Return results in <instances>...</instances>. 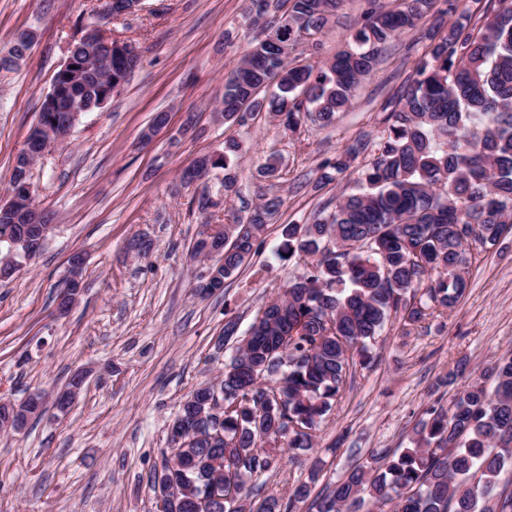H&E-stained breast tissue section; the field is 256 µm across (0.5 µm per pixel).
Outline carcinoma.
Returning <instances> with one entry per match:
<instances>
[{
	"label": "carcinoma",
	"mask_w": 512,
	"mask_h": 512,
	"mask_svg": "<svg viewBox=\"0 0 512 512\" xmlns=\"http://www.w3.org/2000/svg\"><path fill=\"white\" fill-rule=\"evenodd\" d=\"M273 1L285 19L276 41H254L224 82V120L244 126L261 111L294 131L309 119L322 127L351 106L352 93L377 65L381 45L414 29L435 0H402L369 8L351 35L353 48L317 65H293L290 51L317 35L339 0H251L257 24ZM475 32L472 14L448 0L445 34L399 95L384 107L385 127L359 192L336 200L310 224H286L284 249L305 259L304 273L256 314L247 334L224 325L235 352L224 365L220 430L186 436L163 452L153 484L169 497L165 512H246L249 482L281 469L286 448L310 451L352 367L375 361L373 347L391 318L415 325L452 309L468 286L469 246L484 250L512 231V0ZM101 73L83 71L72 93L98 102ZM203 155L186 182L224 169V198L237 193L230 157ZM280 200L267 199L244 220L212 236L224 239L211 282L221 290L257 253ZM0 210V236L33 233ZM205 385L180 404L194 411ZM413 447L393 457L371 455L314 502L315 512H512V492L499 476L512 469V356L489 363L445 407L433 403L413 429ZM299 484L288 500L267 496L257 512H294L309 497Z\"/></svg>",
	"instance_id": "cac0c4a2"
}]
</instances>
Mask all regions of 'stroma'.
<instances>
[{"label": "stroma", "instance_id": "1", "mask_svg": "<svg viewBox=\"0 0 512 512\" xmlns=\"http://www.w3.org/2000/svg\"><path fill=\"white\" fill-rule=\"evenodd\" d=\"M367 3L342 0L316 44H299L290 61L345 49ZM446 7L436 0L434 14L386 43L335 125L305 120L293 132L264 113L244 126L224 119V81L259 34L246 0H143L142 10L110 23L112 34L135 44L139 62L107 105L81 114L69 138L34 167L35 197L53 229L35 257L0 281V402L52 396L76 371L89 375L67 414L50 405L21 431L0 432V512H157L152 478L168 426L180 401L229 361L232 345H217L225 322L247 330L302 273L301 260L282 251L283 226L311 223L337 197L357 192L371 150L322 185L323 164L380 137L384 105L427 60L435 14ZM93 8V0H0V54L18 32L36 33L27 60L0 70V197ZM230 136L242 144L237 195L225 198L220 168L204 182L182 183L183 170L199 156L222 154ZM272 155L279 175L268 178L260 168ZM205 195L207 208L199 205ZM271 196L280 206L257 254L223 290L199 294L209 264L193 257L192 245L203 225L232 223ZM77 253L85 260L82 288L62 316L57 296ZM470 253L464 297L408 330L390 320L375 367L348 379L313 450L257 479L251 504L288 496L304 481L319 495L371 454L410 447L430 404L451 402L489 361L512 354V233ZM460 360L463 375L444 383Z\"/></svg>", "mask_w": 512, "mask_h": 512}]
</instances>
